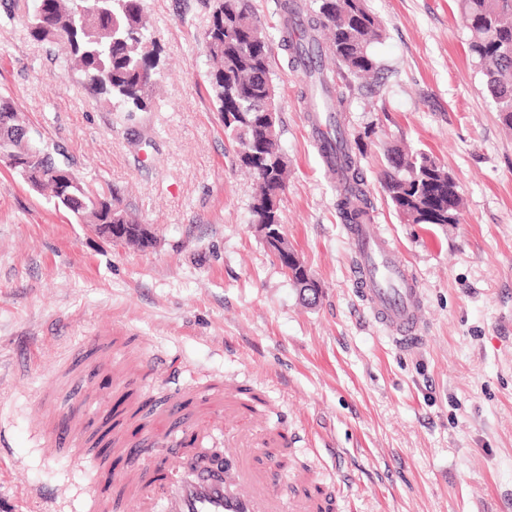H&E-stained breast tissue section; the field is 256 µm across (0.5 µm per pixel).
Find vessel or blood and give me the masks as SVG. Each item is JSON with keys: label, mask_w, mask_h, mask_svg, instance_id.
Wrapping results in <instances>:
<instances>
[{"label": "vessel or blood", "mask_w": 512, "mask_h": 512, "mask_svg": "<svg viewBox=\"0 0 512 512\" xmlns=\"http://www.w3.org/2000/svg\"><path fill=\"white\" fill-rule=\"evenodd\" d=\"M345 232L352 272L374 321L398 347L419 344L424 302L417 276L399 259L378 224H349ZM206 404L218 419L233 421L224 433V471L210 469L208 460L193 452L206 440L208 427L202 424L191 432L189 442L166 443L164 467L145 465L123 475V498L90 494L88 512H119L123 499L142 501L155 494L161 497V512H310L311 502L254 487L252 463L283 443L280 432L259 423L256 406L225 399L220 386L209 391Z\"/></svg>", "instance_id": "obj_1"}]
</instances>
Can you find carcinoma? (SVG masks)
<instances>
[{
    "mask_svg": "<svg viewBox=\"0 0 512 512\" xmlns=\"http://www.w3.org/2000/svg\"><path fill=\"white\" fill-rule=\"evenodd\" d=\"M205 32L206 56L211 64V85L224 118V132L239 147L237 157L260 182L254 196V220L280 223L281 194L286 189L287 158L280 148V125H269L264 112L277 111L272 79V45L263 33L250 0H214ZM470 32L468 49L483 76L503 124L512 127V0H458ZM82 0H42L41 10L28 19L37 41L67 49L56 58L66 72H77L99 106L116 103L129 112H146L156 92L157 50L143 0H108L104 10L78 12ZM281 37L289 64L302 70L304 98L315 102L316 112H335L344 93L324 65L311 60L324 53L353 75L377 70L372 46L383 37L377 18L364 0H313L305 9L297 0H283ZM39 148L37 162L29 160V144ZM353 142L324 140L320 151L337 176V206L346 224L372 220L370 201ZM0 153L12 159L10 168L34 189H50L57 206L84 224H136L138 219L119 198L93 188L74 173L60 150L27 127L18 105L0 95ZM381 182L397 214L409 224H458L462 195L455 178L425 152L398 146L386 150ZM128 392L97 444L112 446L109 435L129 429L138 411L127 412Z\"/></svg>",
    "mask_w": 512,
    "mask_h": 512,
    "instance_id": "cac0c4a2",
    "label": "carcinoma"
}]
</instances>
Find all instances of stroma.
<instances>
[{"mask_svg": "<svg viewBox=\"0 0 512 512\" xmlns=\"http://www.w3.org/2000/svg\"><path fill=\"white\" fill-rule=\"evenodd\" d=\"M0 11V93L108 187L157 243L115 244L0 168V512H84L102 474L52 447L128 391L195 395L224 383L263 397L296 467L334 512H512V130L468 53L456 0H366L382 23L377 78L332 59L376 224L417 274L424 339L398 348L354 282L336 188L279 47L280 0H250L274 45L284 232L316 303L253 227L255 181L210 86L211 0H145L158 53L150 111L97 107L79 74L34 40L35 0ZM431 153L463 196L458 224H407L380 183L386 145ZM160 365L152 375L144 368Z\"/></svg>", "mask_w": 512, "mask_h": 512, "instance_id": "obj_1", "label": "stroma"}]
</instances>
